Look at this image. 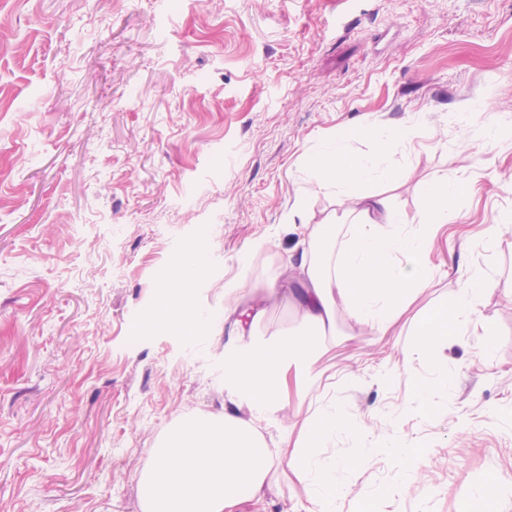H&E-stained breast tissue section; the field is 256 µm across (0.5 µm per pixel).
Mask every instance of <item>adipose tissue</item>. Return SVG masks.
Instances as JSON below:
<instances>
[{
    "instance_id": "1",
    "label": "adipose tissue",
    "mask_w": 512,
    "mask_h": 512,
    "mask_svg": "<svg viewBox=\"0 0 512 512\" xmlns=\"http://www.w3.org/2000/svg\"><path fill=\"white\" fill-rule=\"evenodd\" d=\"M360 131H341L314 155L308 171L311 191L335 190L338 200L354 197L355 220H329L310 225L300 251L290 256V277L304 291L296 323L276 344L250 343L247 350L228 354L224 377L249 403V418L237 409L223 417L190 414L170 429L151 451L140 474L143 512H238L247 501H262L273 465L271 452L257 429L287 401L290 389L309 391L327 335L335 333L338 311L362 325L368 334L384 336L433 278L431 254L436 233L448 221V207L462 192L460 181L440 179L428 192L424 219L407 224L404 216L385 209L380 200L362 194L370 183L392 179L384 158L411 142L414 131L376 132L374 153L358 155L350 144ZM204 246H197L175 269L174 295L163 301L155 318L175 329L199 330L204 318L182 295L200 272ZM491 278L473 267L453 295L423 313L416 323L413 347L403 352L405 369L438 343L453 339L466 321L476 320ZM352 424L335 404L316 407L298 435L283 433L279 458L300 471L305 493L318 512L344 495L336 466L318 462L316 449Z\"/></svg>"
}]
</instances>
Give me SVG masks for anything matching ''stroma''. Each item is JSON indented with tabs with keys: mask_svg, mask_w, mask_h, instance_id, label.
<instances>
[{
	"mask_svg": "<svg viewBox=\"0 0 512 512\" xmlns=\"http://www.w3.org/2000/svg\"><path fill=\"white\" fill-rule=\"evenodd\" d=\"M0 512H141L139 476L183 416H223L239 346L224 282L244 294L282 283L308 223L343 215L310 192L313 155L357 127H410L386 158L396 180L366 186L418 223L440 178L467 186L435 240L432 283L402 335H365L348 317L316 365L318 389L292 393L261 433L275 446L318 403L419 458L397 496L389 452L359 463L362 440L318 451L349 488L337 512H467L488 483L489 512H512V235L492 254L463 246L512 216V0H0ZM483 111L462 120L461 107ZM271 240V249L252 252ZM204 245L189 290L211 324L153 318L172 270ZM494 282L479 327L405 371L418 311L449 298L467 267ZM442 366L451 391L425 407L417 379ZM379 490L367 501L363 491ZM281 465L263 504L310 512Z\"/></svg>",
	"mask_w": 512,
	"mask_h": 512,
	"instance_id": "stroma-1",
	"label": "stroma"
}]
</instances>
